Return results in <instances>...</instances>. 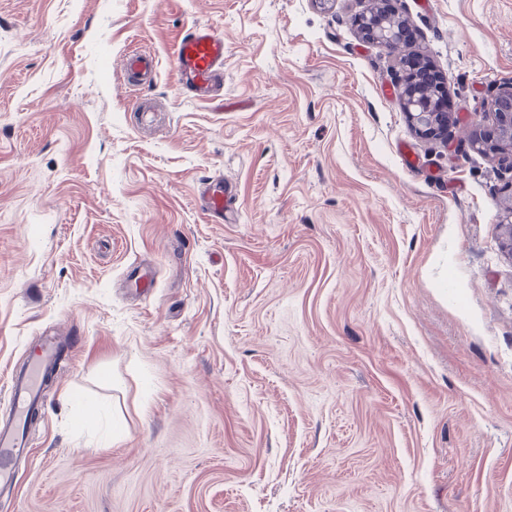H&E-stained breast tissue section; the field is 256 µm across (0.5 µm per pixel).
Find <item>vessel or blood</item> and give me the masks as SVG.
Returning a JSON list of instances; mask_svg holds the SVG:
<instances>
[{
  "label": "vessel or blood",
  "instance_id": "b4317fda",
  "mask_svg": "<svg viewBox=\"0 0 512 512\" xmlns=\"http://www.w3.org/2000/svg\"><path fill=\"white\" fill-rule=\"evenodd\" d=\"M174 58L183 88L198 97L212 96L224 84V37L206 24L194 25L190 31L177 37ZM121 68L125 73L143 78L149 76L152 65L146 53L132 50L124 54ZM235 192L222 184H206L200 205L209 217L220 219L232 211ZM54 342L40 345L35 357L17 375L12 376L8 388L9 414L0 420V485L9 486L16 474L18 461L29 448L24 425L32 410L41 408L39 378L45 364L59 359Z\"/></svg>",
  "mask_w": 512,
  "mask_h": 512
}]
</instances>
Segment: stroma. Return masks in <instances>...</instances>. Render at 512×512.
<instances>
[{"mask_svg": "<svg viewBox=\"0 0 512 512\" xmlns=\"http://www.w3.org/2000/svg\"><path fill=\"white\" fill-rule=\"evenodd\" d=\"M420 2L433 137L354 23L375 0H0V417L67 341L0 512H512V190L460 148L512 82V0ZM197 23L209 100L172 53ZM174 58L183 88L211 97L224 86V36L206 24H196L174 43ZM121 68L127 74L136 75L139 80L153 72L149 55L137 50H131L124 54L121 59ZM403 108L408 112L418 127L419 132L425 136H434V130L446 132L448 129V114L443 109L448 108L445 94L438 97L437 106L440 112H432L431 106L419 101L416 93L410 90L402 101ZM439 113V118L437 114ZM235 192L223 183L213 185L207 182L200 197V206L209 217L224 220L225 212H233ZM155 275L151 267H135L127 277V286L135 294L154 288Z\"/></svg>", "mask_w": 512, "mask_h": 512, "instance_id": "stroma-1", "label": "stroma"}]
</instances>
